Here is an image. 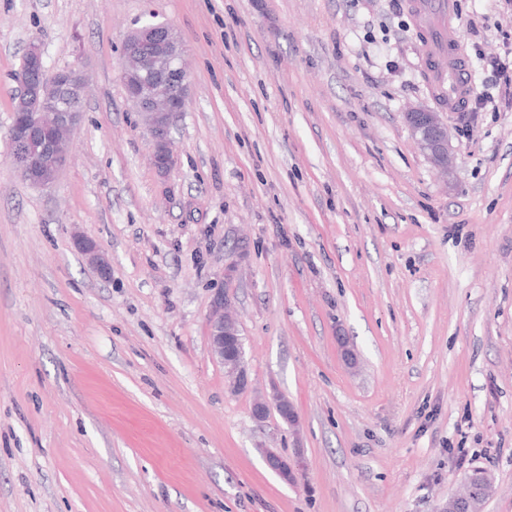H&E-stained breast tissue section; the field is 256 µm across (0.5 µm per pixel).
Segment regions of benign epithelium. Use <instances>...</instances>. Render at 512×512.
Listing matches in <instances>:
<instances>
[{"label": "benign epithelium", "instance_id": "obj_1", "mask_svg": "<svg viewBox=\"0 0 512 512\" xmlns=\"http://www.w3.org/2000/svg\"><path fill=\"white\" fill-rule=\"evenodd\" d=\"M28 66L21 72V95L29 111L13 115L8 139L10 166L33 186L53 184L65 168L72 133L82 124L84 72L76 67L50 70L40 45L33 43L26 52ZM185 49L174 27L166 22L147 23L131 30L123 43L121 79L127 98L136 106L152 142L155 169L166 173L175 163L170 150L171 126L176 114L185 111L189 74ZM404 120L419 148L438 169L446 171L452 163L448 126L439 113L429 108H412ZM87 261L104 273L109 262L92 240L76 238ZM232 304L224 291L215 293L209 316L211 353L221 361L236 391L251 387L245 368V349ZM276 411L291 428L299 420L293 405L277 389L254 398L251 414L262 423ZM266 466L285 482L303 468L301 457H286L261 449ZM480 482L473 484V476ZM466 475L463 489L448 496L438 512H483L484 504L495 491L494 478L485 468Z\"/></svg>", "mask_w": 512, "mask_h": 512}]
</instances>
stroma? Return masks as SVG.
<instances>
[{
  "label": "stroma",
  "instance_id": "obj_1",
  "mask_svg": "<svg viewBox=\"0 0 512 512\" xmlns=\"http://www.w3.org/2000/svg\"><path fill=\"white\" fill-rule=\"evenodd\" d=\"M409 2L0 0V512H437L476 466L512 512V86H484L512 0H452L492 101L444 112L445 175L403 117L440 106ZM151 21L189 64L163 175L121 80ZM34 41L88 81L46 188L7 160ZM220 288L298 431L228 388ZM75 241L87 261L96 268V270L105 274L109 269V262L96 243L84 237H78ZM262 458L266 466L278 475L285 482H290L295 472L301 470L304 466L301 457H286L274 452H270L267 448L261 449Z\"/></svg>",
  "mask_w": 512,
  "mask_h": 512
}]
</instances>
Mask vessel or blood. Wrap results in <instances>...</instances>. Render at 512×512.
Here are the masks:
<instances>
[{
    "mask_svg": "<svg viewBox=\"0 0 512 512\" xmlns=\"http://www.w3.org/2000/svg\"><path fill=\"white\" fill-rule=\"evenodd\" d=\"M410 7L416 23L432 34L427 63L433 92L449 110H457L467 97L470 82L451 0H412Z\"/></svg>",
    "mask_w": 512,
    "mask_h": 512,
    "instance_id": "1",
    "label": "vessel or blood"
}]
</instances>
